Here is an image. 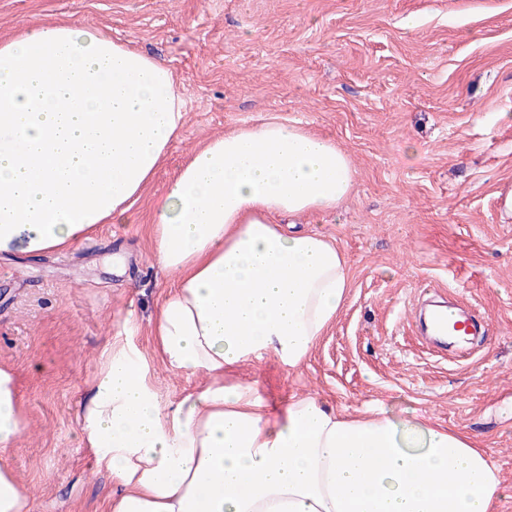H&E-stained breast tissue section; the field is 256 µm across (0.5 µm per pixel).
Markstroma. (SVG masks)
Returning <instances> with one entry per match:
<instances>
[{"label": "stroma", "mask_w": 512, "mask_h": 512, "mask_svg": "<svg viewBox=\"0 0 512 512\" xmlns=\"http://www.w3.org/2000/svg\"><path fill=\"white\" fill-rule=\"evenodd\" d=\"M48 19L167 63L187 113L124 223L61 254L0 258V363L19 374L27 418L9 463L33 512H103L112 493L77 428L109 341L132 338L164 402L204 382L154 359L168 281L149 227L197 149L261 117L349 155L350 196L296 229L336 244L351 288L299 369L266 357L225 382L280 410L299 392L467 433L496 461L498 512H512V0H0V39ZM428 288L485 321L469 355L417 336Z\"/></svg>", "instance_id": "1"}]
</instances>
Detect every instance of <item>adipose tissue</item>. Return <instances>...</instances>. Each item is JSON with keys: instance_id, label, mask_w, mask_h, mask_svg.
<instances>
[{"instance_id": "obj_1", "label": "adipose tissue", "mask_w": 512, "mask_h": 512, "mask_svg": "<svg viewBox=\"0 0 512 512\" xmlns=\"http://www.w3.org/2000/svg\"><path fill=\"white\" fill-rule=\"evenodd\" d=\"M185 115L166 63L99 32L44 23L0 41V255L123 223ZM354 174L333 140L275 119L179 169L151 226L170 278L152 342L169 370L207 381L165 404L130 343L105 348L79 426L118 485L106 512H496V462L468 434L298 393L276 415L254 386L224 382L269 355L300 366L335 319L343 253L284 225L336 210ZM25 425L17 372L0 364V512H33L7 460Z\"/></svg>"}]
</instances>
